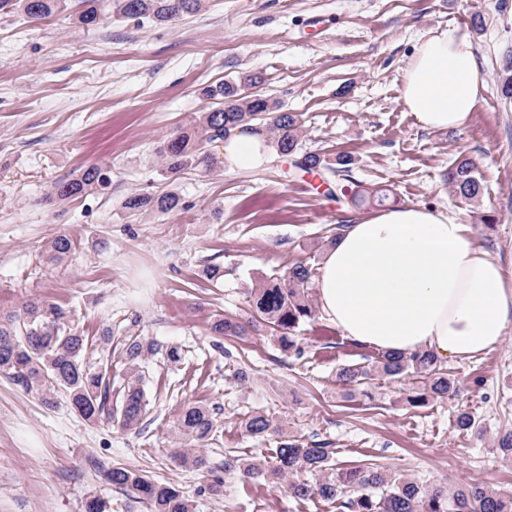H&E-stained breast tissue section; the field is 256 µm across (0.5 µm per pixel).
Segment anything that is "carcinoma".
Instances as JSON below:
<instances>
[{
    "label": "carcinoma",
    "mask_w": 512,
    "mask_h": 512,
    "mask_svg": "<svg viewBox=\"0 0 512 512\" xmlns=\"http://www.w3.org/2000/svg\"><path fill=\"white\" fill-rule=\"evenodd\" d=\"M203 0H0V11L26 16L31 21L44 20L79 7V24L89 27L99 23L102 13L111 10L124 18L149 19L156 24L173 23L182 16L199 11ZM258 76L249 74L238 80H224L202 90L211 100L206 112H196L185 125L157 148L162 175L172 179L189 166H211L204 148L222 140L238 129H247L259 121L270 136L277 154L296 152L301 117L282 110L277 101L260 94H244V87L257 84ZM497 81L501 97L512 102V55L503 56ZM448 185L464 202H474L483 193L476 163L461 158L448 168ZM108 177L101 168L90 166L73 178L53 183L50 198L67 203L97 188L107 186ZM180 197L174 192L127 195L123 208L130 213L152 210L169 213L177 210ZM74 250L72 239L60 235L49 246L51 257L58 259ZM317 267L300 262L281 276H266L251 289V317L242 321L234 315H217L210 324L217 336H248L265 332L280 347L300 358L304 354L299 333L314 319L310 300ZM112 342V332L88 336L69 323V312L61 305L43 298H30L17 313L0 315V373L13 378L28 391L41 396L52 407L58 393H63L71 407L86 422L95 424L107 416L132 430L141 424L147 407L140 366L158 353L156 341L135 336L125 343L123 358L127 383L115 408L107 406L110 398L107 370L89 363L93 345ZM376 379L409 382L408 403L422 407L431 400L446 399L458 391V380L431 351L413 355L379 352L368 364L345 365L336 373L337 383L364 397ZM244 433L252 438H278L274 462L260 459H226L224 470H237L249 480L269 484H288L289 494L298 500L316 495L342 512H512V493H504L481 484L448 487L421 484L400 477L377 464L338 468L333 464L335 450L329 443L303 442L283 433L269 415L257 411L241 421ZM174 429L188 441L204 442L215 432L210 409L200 404L182 408ZM175 460L198 472L203 482L197 495L213 500L224 497V477L204 448H184ZM105 479L123 491L130 500L147 505L149 512H196L193 497L168 483L156 482L140 471L99 460ZM318 474L316 483L304 478Z\"/></svg>",
    "instance_id": "1"
}]
</instances>
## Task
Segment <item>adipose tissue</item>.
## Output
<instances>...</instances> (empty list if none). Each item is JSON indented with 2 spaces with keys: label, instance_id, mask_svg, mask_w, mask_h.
<instances>
[{
  "label": "adipose tissue",
  "instance_id": "obj_1",
  "mask_svg": "<svg viewBox=\"0 0 512 512\" xmlns=\"http://www.w3.org/2000/svg\"><path fill=\"white\" fill-rule=\"evenodd\" d=\"M468 33H431L414 47L400 99L424 130L464 127L480 97ZM265 133L238 131L224 159L243 171L271 160ZM322 314L377 351L468 359L498 346L512 322V279L466 227L419 206L382 210L337 235L315 279Z\"/></svg>",
  "mask_w": 512,
  "mask_h": 512
}]
</instances>
